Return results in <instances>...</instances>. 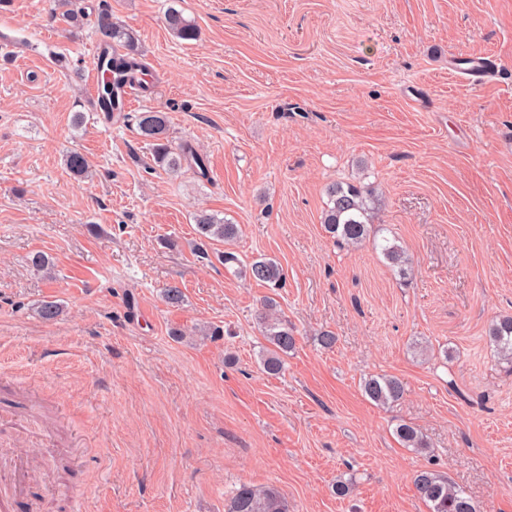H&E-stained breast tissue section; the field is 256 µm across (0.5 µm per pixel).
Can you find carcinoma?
<instances>
[{
  "label": "carcinoma",
  "instance_id": "cac0c4a2",
  "mask_svg": "<svg viewBox=\"0 0 512 512\" xmlns=\"http://www.w3.org/2000/svg\"><path fill=\"white\" fill-rule=\"evenodd\" d=\"M164 22L178 39L192 41L198 38L196 22L185 17L183 11L173 5L165 14ZM93 28L103 48L102 70L105 74L96 90L95 108L100 112L119 115L125 111L126 89H140L145 94L151 92L152 82L145 79L149 75V67L141 58L134 32L114 22L109 9L103 8L97 12ZM135 122L137 135L153 149V161L158 169L171 177H178L185 170L192 171L200 178L207 176L206 160L191 144L184 143L178 147L170 144L165 112L149 108L137 113ZM64 162L77 178L84 179L92 173V161L77 150L66 152ZM326 195L328 201L321 224L331 238L352 247L370 239L398 276L404 278L409 274L411 259L406 248L396 238L391 240L380 236V228L375 226L379 198L373 189L351 182H334L327 186ZM194 222L199 240L211 245L229 244L240 233L239 225L205 209L195 213ZM219 255L225 268H234V273L245 279L271 289L281 288L285 283L284 270L274 258L261 255L243 263L231 251L224 250ZM36 312L42 320L50 322L59 318L63 308L53 300H45L38 304ZM259 324L267 342L262 350L261 364L266 372L276 374L283 367L281 355L295 347V331L282 317L272 297L267 298L262 306ZM486 335L499 352L512 356V316H503L492 322ZM362 390L371 401L382 407L393 405L405 394L403 383L389 375L365 379ZM395 434L405 448L420 451L429 447L423 435L407 423L398 424ZM414 488L429 512H483L479 502L438 472L424 470L417 473ZM225 512H288V501L274 487L258 489L242 484L228 498Z\"/></svg>",
  "mask_w": 512,
  "mask_h": 512
}]
</instances>
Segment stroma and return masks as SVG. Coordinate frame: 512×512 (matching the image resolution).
<instances>
[{
	"label": "stroma",
	"mask_w": 512,
	"mask_h": 512,
	"mask_svg": "<svg viewBox=\"0 0 512 512\" xmlns=\"http://www.w3.org/2000/svg\"><path fill=\"white\" fill-rule=\"evenodd\" d=\"M104 3L150 67L133 111L166 112L207 178L155 169L135 122L93 110ZM170 5L0 0V455H36L68 512H224L243 483L291 512H428L426 469L512 512V361L486 335L512 315V0H181L195 41L166 29ZM470 56L496 74L449 71ZM73 149L93 179L66 169ZM346 181L381 192L407 279L325 233V189ZM201 208L240 225V260L284 269L280 374L259 357L271 292L200 253ZM44 300L63 315L40 319ZM209 323L230 335L170 334ZM380 374L405 386L393 406L362 393ZM395 434L404 448L420 451L429 447L423 435L415 427L407 423H399L395 428Z\"/></svg>",
	"instance_id": "obj_1"
}]
</instances>
